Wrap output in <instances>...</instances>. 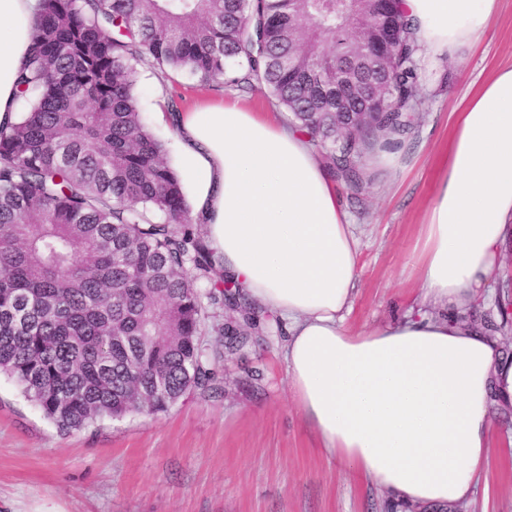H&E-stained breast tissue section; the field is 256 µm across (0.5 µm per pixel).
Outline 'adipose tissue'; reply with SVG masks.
Here are the masks:
<instances>
[{
  "mask_svg": "<svg viewBox=\"0 0 512 512\" xmlns=\"http://www.w3.org/2000/svg\"><path fill=\"white\" fill-rule=\"evenodd\" d=\"M35 6L0 0V122L18 112ZM401 7L437 58L475 46L499 0ZM174 132L192 218L240 291L283 321L290 389L323 450L414 512L469 498L488 458L493 396H512L500 345L465 321L490 298L512 238V64L461 101L421 223L422 294L381 327L349 323L357 227L304 132L236 101L199 103ZM438 306L444 315H431Z\"/></svg>",
  "mask_w": 512,
  "mask_h": 512,
  "instance_id": "1",
  "label": "adipose tissue"
}]
</instances>
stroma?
Segmentation results:
<instances>
[{"mask_svg": "<svg viewBox=\"0 0 512 512\" xmlns=\"http://www.w3.org/2000/svg\"><path fill=\"white\" fill-rule=\"evenodd\" d=\"M465 65L441 59L426 72L423 103L409 142L395 153L366 159L371 183L358 197L341 190L357 224L361 275L350 322L382 326L400 318L421 294L415 266L420 224L436 189L452 114L470 86L495 67L512 64V0H501L484 40L462 51ZM140 108L176 164L178 144L157 116L169 95L182 108L204 98L234 100L223 83L198 85L162 75L152 62L138 67ZM512 242L492 299L476 311L512 359ZM243 311H209L208 325L238 323L246 345L226 352L218 389L184 395L167 410L109 417L68 434L58 431L0 373V506L8 512H394L387 495L363 482L320 447L296 404L283 358L284 333L254 335ZM495 446L473 494L420 512H512V401L494 404Z\"/></svg>", "mask_w": 512, "mask_h": 512, "instance_id": "35a3bbf8", "label": "stroma"}]
</instances>
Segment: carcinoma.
I'll list each match as a JSON object with an SVG mask.
<instances>
[{
  "label": "carcinoma",
  "instance_id": "cac0c4a2",
  "mask_svg": "<svg viewBox=\"0 0 512 512\" xmlns=\"http://www.w3.org/2000/svg\"><path fill=\"white\" fill-rule=\"evenodd\" d=\"M381 0H37L16 79L15 120L0 123V373L68 434L103 417L166 410L219 381L237 325L207 351L206 307L243 300L191 225L182 181L144 124L137 65L267 94L351 190L363 159L411 134L423 83L414 22L395 14L383 91L370 58L346 112L319 89L336 61L377 40ZM298 62L288 71V57Z\"/></svg>",
  "mask_w": 512,
  "mask_h": 512
}]
</instances>
